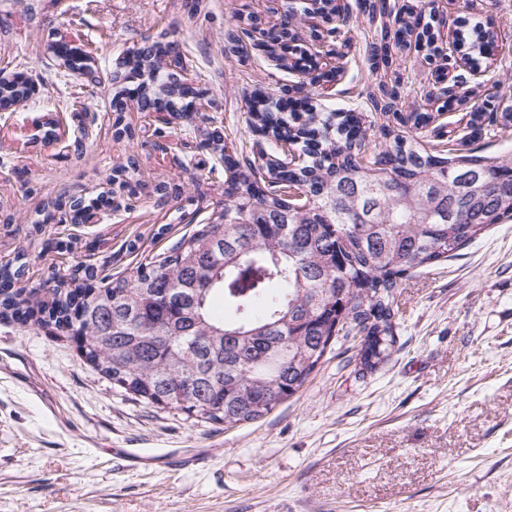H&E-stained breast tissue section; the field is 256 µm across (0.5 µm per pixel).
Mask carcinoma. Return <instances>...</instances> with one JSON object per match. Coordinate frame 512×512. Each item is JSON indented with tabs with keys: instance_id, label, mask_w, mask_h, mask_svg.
<instances>
[{
	"instance_id": "obj_1",
	"label": "carcinoma",
	"mask_w": 512,
	"mask_h": 512,
	"mask_svg": "<svg viewBox=\"0 0 512 512\" xmlns=\"http://www.w3.org/2000/svg\"><path fill=\"white\" fill-rule=\"evenodd\" d=\"M413 29L380 28L399 44ZM296 41L270 35V52ZM157 42L130 74L139 110L174 107L175 82ZM28 78L0 79V109L27 100ZM272 148L301 163L268 169L262 189L234 173L216 219L131 277L102 288H55L48 300L15 288L23 256L0 268V317L52 323L83 361L131 398L206 423L256 422L295 396L338 338L363 336L378 362L397 344L395 302L417 268L457 255L512 219V151L439 156L390 125L368 128L347 112L253 114ZM296 184L303 202L284 198Z\"/></svg>"
}]
</instances>
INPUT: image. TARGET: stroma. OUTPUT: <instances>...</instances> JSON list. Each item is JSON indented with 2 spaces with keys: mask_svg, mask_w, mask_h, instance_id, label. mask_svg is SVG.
<instances>
[{
  "mask_svg": "<svg viewBox=\"0 0 512 512\" xmlns=\"http://www.w3.org/2000/svg\"><path fill=\"white\" fill-rule=\"evenodd\" d=\"M289 2L0 0V73L19 67L34 82L26 105L0 112V264L26 252L18 287L70 285L80 265L101 287L167 255L213 220L225 156L244 165L269 152L251 114L284 101L381 125L372 98L387 88L399 112L435 114L420 131L430 153L512 149V127L473 136L464 108L438 111L422 45L370 60L376 27L361 0L339 2L349 34L298 21L306 83L251 40L227 51L241 17L275 28ZM388 2L396 17L436 14L437 44L463 75L456 31L492 30L478 93L512 99V0ZM64 34L94 59L66 86L50 49ZM154 42L187 57L181 79L195 90L167 123L132 96L112 107L130 86L127 60ZM71 94L85 109L63 107ZM57 114L58 139H44ZM131 162L135 198L112 194L92 223H72L70 200L109 192L108 175ZM397 304L398 343L379 370L356 378L354 343L339 340L294 397L230 428L135 401L62 332L0 319V512H512V219L411 272Z\"/></svg>",
  "mask_w": 512,
  "mask_h": 512,
  "instance_id": "stroma-1",
  "label": "stroma"
}]
</instances>
